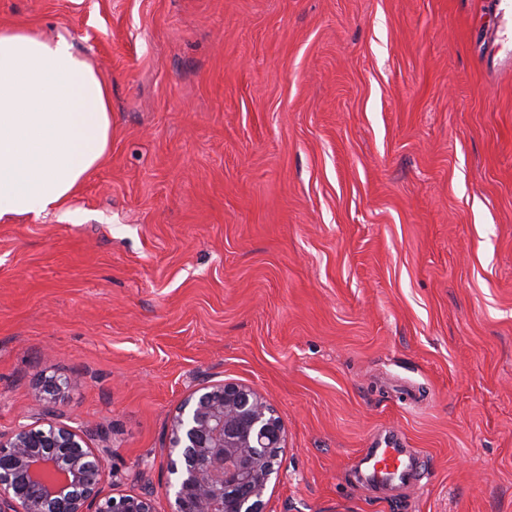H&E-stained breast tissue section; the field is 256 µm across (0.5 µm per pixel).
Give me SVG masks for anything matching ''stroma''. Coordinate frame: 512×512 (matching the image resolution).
I'll list each match as a JSON object with an SVG mask.
<instances>
[{
	"instance_id": "35a3bbf8",
	"label": "stroma",
	"mask_w": 512,
	"mask_h": 512,
	"mask_svg": "<svg viewBox=\"0 0 512 512\" xmlns=\"http://www.w3.org/2000/svg\"><path fill=\"white\" fill-rule=\"evenodd\" d=\"M109 80L68 213L0 223V432L61 390L156 512L172 417L258 389L264 512H512V0H0ZM394 436L419 484L360 486Z\"/></svg>"
}]
</instances>
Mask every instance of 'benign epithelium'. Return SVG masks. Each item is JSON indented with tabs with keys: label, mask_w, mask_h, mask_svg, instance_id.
Instances as JSON below:
<instances>
[{
	"label": "benign epithelium",
	"mask_w": 512,
	"mask_h": 512,
	"mask_svg": "<svg viewBox=\"0 0 512 512\" xmlns=\"http://www.w3.org/2000/svg\"><path fill=\"white\" fill-rule=\"evenodd\" d=\"M49 379L32 395L39 418L0 433V512H155L149 494L104 491L108 437L59 420ZM285 424L255 388L233 382L190 395L173 416L168 477L170 512H263L262 496L286 447Z\"/></svg>",
	"instance_id": "benign-epithelium-1"
}]
</instances>
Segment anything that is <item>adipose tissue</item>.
Here are the masks:
<instances>
[{"label":"adipose tissue","mask_w":512,"mask_h":512,"mask_svg":"<svg viewBox=\"0 0 512 512\" xmlns=\"http://www.w3.org/2000/svg\"><path fill=\"white\" fill-rule=\"evenodd\" d=\"M111 125L110 84L68 38L0 27V223L65 210Z\"/></svg>","instance_id":"1"}]
</instances>
